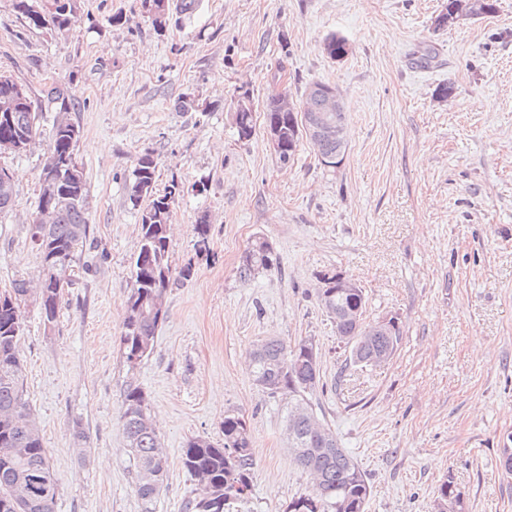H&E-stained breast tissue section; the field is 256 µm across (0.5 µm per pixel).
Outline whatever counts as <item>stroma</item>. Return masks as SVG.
Wrapping results in <instances>:
<instances>
[{
	"mask_svg": "<svg viewBox=\"0 0 512 512\" xmlns=\"http://www.w3.org/2000/svg\"><path fill=\"white\" fill-rule=\"evenodd\" d=\"M445 2L201 0L160 32L138 0H75L69 31L29 25L0 0V74L42 111L31 146L0 153L15 183V206L0 215V291L42 277L28 227L58 117L43 93L52 82L75 96L86 177L90 239L57 325L46 331L25 304L19 342L59 481L55 512H186L196 480L183 450L199 436L223 443L228 413L245 419L255 462L239 512H284L308 493L312 479L286 434L288 398L250 374L254 345L269 337L315 342L320 382L308 403L367 474L366 512H435L447 477L468 512H512L499 457L512 435V0L438 31ZM331 32L352 46L344 60L321 48ZM281 67L292 96L312 82L342 96L348 144L338 167L305 140L283 165L263 129L239 139L238 98L249 94L262 113ZM448 82L455 93L440 98ZM185 97L194 101L186 112L177 107ZM147 152L157 187L176 180L185 193L171 214L167 316L131 370L122 336L140 214L129 194ZM258 238L279 263L241 281L240 258ZM337 272L364 289L367 320L398 318L403 339L389 361L351 364L317 299L322 276ZM132 384L168 459L148 505L119 422Z\"/></svg>",
	"mask_w": 512,
	"mask_h": 512,
	"instance_id": "1",
	"label": "stroma"
}]
</instances>
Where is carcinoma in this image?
Masks as SVG:
<instances>
[{
    "instance_id": "obj_1",
    "label": "carcinoma",
    "mask_w": 512,
    "mask_h": 512,
    "mask_svg": "<svg viewBox=\"0 0 512 512\" xmlns=\"http://www.w3.org/2000/svg\"><path fill=\"white\" fill-rule=\"evenodd\" d=\"M200 0H140L144 13L154 26L166 27L173 15L191 16ZM14 8L29 24L35 27L52 26L70 29L76 26L74 0H14ZM49 101L60 105L63 115L53 126L44 167H53L69 179V169L75 161L72 128L75 124L67 117L75 106V97L68 90L53 83L47 90ZM12 101L8 112L0 111V139L23 138L27 147L39 130L40 112L34 107L25 86L13 77L0 74V104ZM276 97L266 102L264 120L279 127L283 145L281 164L294 160L301 138L295 129L291 113L277 110ZM236 128L239 139L248 140L255 131L252 111L237 112ZM336 142L321 141L319 156L327 167L336 166ZM80 181L56 196L46 224H32L30 242L41 261L49 253L57 252V273L70 276L73 263L87 245L90 224L87 217L86 181L84 171H79ZM133 183L130 201L140 212L139 249L134 260V282L126 301L127 315L122 338L124 362L134 369L154 349L156 332L166 314L152 312L151 307L165 305V297L172 280L169 263V218L177 199L183 193L182 184L171 180L158 191L156 163L147 152L138 157L132 171ZM277 264L274 249L265 240L257 239L247 248L237 267L240 279L249 281L256 271L267 270ZM28 282L15 279L10 290L0 294V512H54L58 480L44 448L42 437L29 430L33 423L22 364L17 346L22 331L23 311ZM317 298L322 307L334 313H343L352 305H366L365 294L336 292L334 288H321ZM336 336L350 346L354 362L368 363L386 350H397L402 332L393 336H373L354 341L359 336L358 327L341 316L335 322ZM261 354L251 356L250 372L254 381L268 394L288 395L292 400L305 401V395L316 388L320 381L318 359L311 357L306 340L292 345L269 338L260 342ZM151 410L144 392L129 386L124 393L120 422L132 460L135 492L145 503L152 502L160 486L141 485L140 472L156 468L167 473L168 460L158 453L160 437L152 426ZM294 430V455L299 464L314 479L313 489L291 499L285 512H366L370 496V483L357 461L339 445L329 443L336 438L330 427L309 413L307 420L290 424ZM224 444L214 445L203 437L190 439L183 451L182 465L193 476L210 485L211 499L198 497L186 505L188 512H231L233 504L243 500L250 490L254 461L250 452L251 435L241 417L229 413L224 416ZM14 448H25L27 453L17 456ZM28 483V499L21 501L17 488ZM456 512H465L464 499L452 481L444 480L437 489L436 512H448V505Z\"/></svg>"
}]
</instances>
